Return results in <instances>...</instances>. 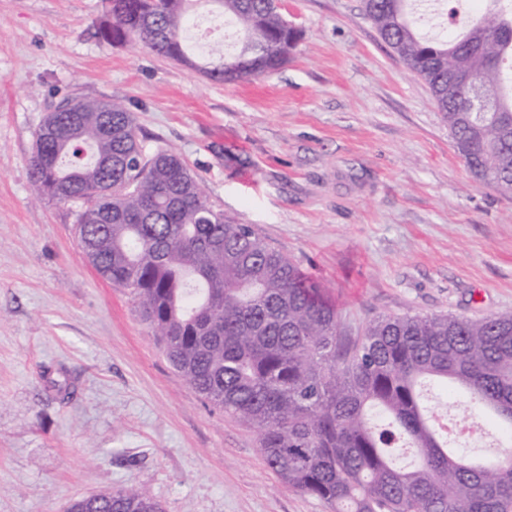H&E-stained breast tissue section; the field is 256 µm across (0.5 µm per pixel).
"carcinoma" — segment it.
Masks as SVG:
<instances>
[{
	"instance_id": "1",
	"label": "carcinoma",
	"mask_w": 512,
	"mask_h": 512,
	"mask_svg": "<svg viewBox=\"0 0 512 512\" xmlns=\"http://www.w3.org/2000/svg\"><path fill=\"white\" fill-rule=\"evenodd\" d=\"M195 0H109L103 40L142 42L189 62L182 44ZM242 26L201 70L224 82L283 67L293 50L275 0H210ZM451 37L416 31L442 0H363L380 38L425 82L454 147L480 184L512 193V0H484ZM450 68L494 96L483 118L450 98ZM38 193L79 202L82 253L138 302L175 372L257 433L267 466L333 512H512V456H471L424 394L457 386L512 444V313L382 316L344 337L336 306L287 255L208 203L200 176L169 149L145 151L114 100L63 98L40 122L29 160ZM410 461L401 460L404 449ZM67 512H165L126 487Z\"/></svg>"
}]
</instances>
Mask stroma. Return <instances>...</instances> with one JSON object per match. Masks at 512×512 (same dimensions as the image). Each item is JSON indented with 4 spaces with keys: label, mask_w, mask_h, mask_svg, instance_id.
<instances>
[{
    "label": "stroma",
    "mask_w": 512,
    "mask_h": 512,
    "mask_svg": "<svg viewBox=\"0 0 512 512\" xmlns=\"http://www.w3.org/2000/svg\"><path fill=\"white\" fill-rule=\"evenodd\" d=\"M106 0H0V512H65L129 485L167 512H330L282 483L254 430L169 364L127 291L83 259L78 204L40 196L34 134L67 94L122 102L210 204L292 258L346 333L373 319L512 311V194L475 181L428 86L362 0H281L279 71L210 79L112 44Z\"/></svg>",
    "instance_id": "stroma-1"
}]
</instances>
